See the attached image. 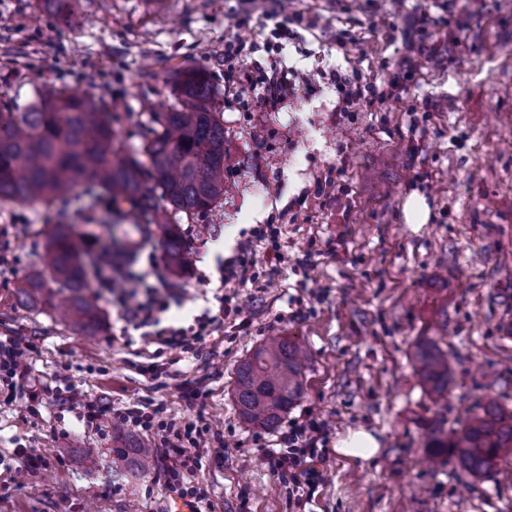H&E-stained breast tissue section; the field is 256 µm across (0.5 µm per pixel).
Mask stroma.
Returning <instances> with one entry per match:
<instances>
[{
  "label": "stroma",
  "mask_w": 512,
  "mask_h": 512,
  "mask_svg": "<svg viewBox=\"0 0 512 512\" xmlns=\"http://www.w3.org/2000/svg\"><path fill=\"white\" fill-rule=\"evenodd\" d=\"M271 0H81L71 25L41 12L36 0H0V92L31 98V77L111 101L127 147L140 146L149 112L172 102L170 78L181 62L211 69L224 124L223 198L194 216L171 218L190 264L176 280L194 303L189 324L218 286L226 254L213 243L259 224L281 225L289 259L306 265L232 285L246 329L205 337L193 359L166 350L161 373L138 369L152 354L139 337L112 338V307L102 303L93 336L72 330L49 306L14 297L18 278L40 269L52 224L80 225L106 245L143 239L135 268L163 262L165 238L144 232L130 205L98 200L90 209L0 206V337L29 342L30 371L45 388L38 400L0 401V512H166L163 475H138L112 453L111 417L85 428L80 401L120 409L140 401L163 418L206 427L208 446L196 481L212 512H292L288 487L263 462L291 419L312 413L327 426L324 481L311 512H512V452L498 471L475 478L453 455L428 462L437 430L454 434L485 396L512 413V0H285L316 18L287 40V60L304 71L341 68L387 77L406 55L402 32L414 8L444 18L442 29L415 41L444 46L441 56L413 55L400 97L339 115L334 82L312 99L288 97L279 111L240 104L224 79V44L262 42ZM422 198L425 223L405 218ZM271 336H292L308 349L304 392L271 429L245 423L232 397L235 370ZM437 340L451 355L448 405L436 406L413 373L417 340ZM202 387L187 400L184 382ZM365 429L379 448L367 460L337 451ZM19 448L50 461L20 467ZM99 452L86 467L82 451Z\"/></svg>",
  "instance_id": "stroma-1"
}]
</instances>
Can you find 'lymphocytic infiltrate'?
I'll use <instances>...</instances> for the list:
<instances>
[{"label": "lymphocytic infiltrate", "mask_w": 512, "mask_h": 512, "mask_svg": "<svg viewBox=\"0 0 512 512\" xmlns=\"http://www.w3.org/2000/svg\"><path fill=\"white\" fill-rule=\"evenodd\" d=\"M267 18L272 27L261 48L271 55V62L257 61L252 68H243V59L255 53L258 47L231 41L224 46V68L238 73L234 86L236 99L243 102L253 100L264 111L275 112L287 96L312 97L318 83L311 74L298 78L295 69L283 66L273 58L283 41L290 39L289 25L297 20V13L287 11L282 0H275ZM258 246L265 249L272 269L287 265L288 249L280 226L261 224L253 229L250 237L239 243L237 255L225 260L221 285H243L259 279L260 274L251 260L253 250ZM91 253L100 273L99 282L108 288L110 301L116 308L115 320L119 325L120 338H130L132 332L137 331L158 351L177 349L195 357L200 353L199 344L204 337L223 328L240 331L249 325L234 296L226 293L216 297L218 314L202 312L194 316L192 324L186 327L168 321L171 311L185 307L189 295L187 289L171 279L166 268L156 264L148 273L126 270L122 274L125 288L115 290L110 286L112 265L107 249L95 243L91 246ZM29 349V344L19 338L0 339V390L5 392L7 399H16L21 388L25 389L29 400H37L40 396V383L31 378L25 358ZM111 415L115 424L127 430L159 437L160 446L155 453L165 488L189 501L195 512H203L209 502L208 491L202 484L194 482L193 476L202 468L201 450L206 445L204 430L180 429L175 422L160 418L157 411L147 410L140 403L113 411ZM324 430V422L312 414H304L290 422L287 431L280 436L279 448L269 449L265 456L268 467L287 483L288 501L297 512H304L323 481V474L318 468L323 455L318 446L323 441Z\"/></svg>", "instance_id": "obj_1"}]
</instances>
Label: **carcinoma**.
I'll list each match as a JSON object with an SVG mask.
<instances>
[{
	"label": "carcinoma",
	"mask_w": 512,
	"mask_h": 512,
	"mask_svg": "<svg viewBox=\"0 0 512 512\" xmlns=\"http://www.w3.org/2000/svg\"><path fill=\"white\" fill-rule=\"evenodd\" d=\"M58 21L76 13L79 0H37ZM166 112H151L141 145L125 148L113 127L112 105L79 96L52 84L32 88L21 108L0 93V202L49 207L65 196L97 187L112 206L131 204L152 215L150 224L169 226L172 213L203 212L224 196V125L216 112L210 69L202 65L173 71ZM167 263L175 272L186 260L175 231L167 232ZM75 224H55L47 234L42 268L17 279L15 297L34 304L44 296L45 277L68 292L62 317L75 331L92 336L102 324L98 297L91 291L93 264ZM305 351L296 339L264 341L237 369L234 400L242 419L272 428L302 396ZM412 365L419 381L437 397L448 390V352L435 342L416 344ZM112 449L145 471L151 448L139 437L118 435ZM430 447L440 456L450 450L461 468L484 475L512 449V414L503 415L494 401L482 406L451 440L440 436Z\"/></svg>",
	"instance_id": "cac0c4a2"
}]
</instances>
